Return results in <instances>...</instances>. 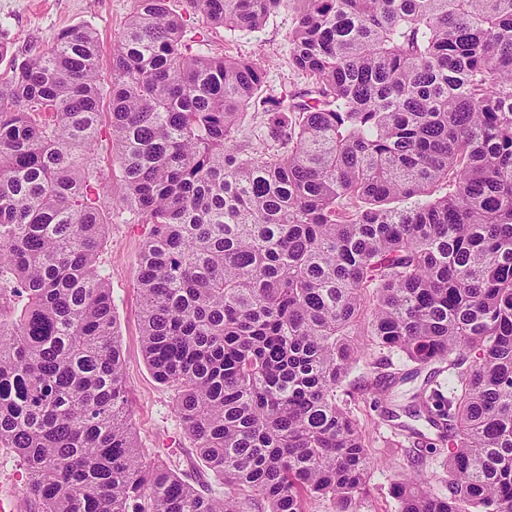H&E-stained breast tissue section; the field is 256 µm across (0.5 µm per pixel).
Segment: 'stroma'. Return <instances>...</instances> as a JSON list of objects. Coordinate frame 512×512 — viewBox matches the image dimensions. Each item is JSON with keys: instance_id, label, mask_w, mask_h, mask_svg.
<instances>
[{"instance_id": "stroma-1", "label": "stroma", "mask_w": 512, "mask_h": 512, "mask_svg": "<svg viewBox=\"0 0 512 512\" xmlns=\"http://www.w3.org/2000/svg\"><path fill=\"white\" fill-rule=\"evenodd\" d=\"M132 5L133 0H0V28L5 29L17 55L31 46L51 45L64 28L79 24L94 28L100 43L99 77L106 85L111 79L112 46L127 23ZM169 6L183 15L185 40L190 45H203L214 55L253 58L263 63L268 71L263 95L279 98L306 88V76L291 65L293 9L272 14L259 31L233 32L209 27L201 16L187 13L183 0H170ZM267 126L266 113L246 110L239 120L238 142L251 152L276 153L279 144L269 138ZM100 204L107 222L100 261L112 293L132 426L142 460L148 467L181 473L189 470L195 451L174 411L173 391L155 380L141 348L142 298L137 273L150 227L142 223L138 213L116 205L108 195H101ZM382 403V396L373 392L362 397L355 409L371 448L382 460L371 475L372 492L361 512H397L389 488L401 459V444L384 423ZM26 483L25 468L14 450L0 447V490L13 492L18 512H42L40 501L29 494Z\"/></svg>"}]
</instances>
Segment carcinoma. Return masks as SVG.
Listing matches in <instances>:
<instances>
[{
	"label": "carcinoma",
	"instance_id": "carcinoma-1",
	"mask_svg": "<svg viewBox=\"0 0 512 512\" xmlns=\"http://www.w3.org/2000/svg\"><path fill=\"white\" fill-rule=\"evenodd\" d=\"M185 5L249 32L292 7L308 78L262 97L261 62L191 51L168 0H134L112 47L121 179L102 190L151 225L142 353L231 493L146 468L136 445L99 261L103 89L83 24L0 84V446L28 490L43 512H361L378 458L352 404L378 390L412 442L398 512H512V0ZM249 108L285 151L237 144ZM376 350L414 371L376 360L349 381Z\"/></svg>",
	"mask_w": 512,
	"mask_h": 512
}]
</instances>
